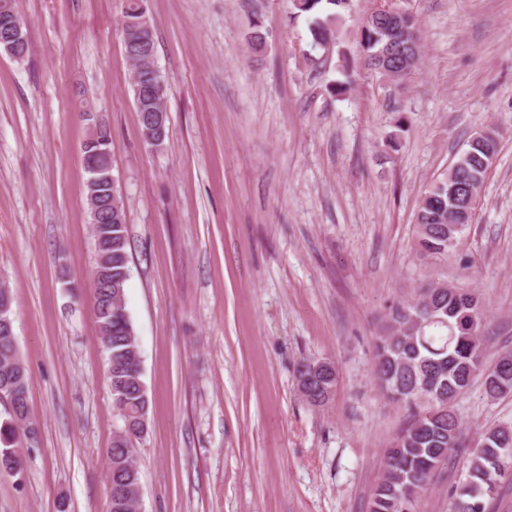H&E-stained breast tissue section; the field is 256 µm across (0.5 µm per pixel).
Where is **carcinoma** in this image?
Wrapping results in <instances>:
<instances>
[{
    "instance_id": "carcinoma-1",
    "label": "carcinoma",
    "mask_w": 512,
    "mask_h": 512,
    "mask_svg": "<svg viewBox=\"0 0 512 512\" xmlns=\"http://www.w3.org/2000/svg\"><path fill=\"white\" fill-rule=\"evenodd\" d=\"M292 15L309 21L311 46L336 43L342 12L350 0H290ZM122 47L132 67L131 91L145 142L159 146L168 125L153 129L155 116L167 113L168 86L156 65L154 20L145 0H126L121 15ZM251 49L266 48L262 24L253 23ZM357 43L365 65L388 82H401L406 58L422 54L420 24L401 0H381L362 18ZM498 132L486 127L466 141L456 165L424 192L417 216V244L435 256L461 245L465 229L451 230L454 210L471 193L479 194L496 162ZM88 177L99 180L95 203H87L94 227L97 259L90 282V304L99 325L118 431L107 449L109 512H132L140 498V469L134 442L147 428L149 398L133 323L126 308L130 277L126 207L120 189L112 188V131L108 124L88 133L82 146ZM475 294L430 283L411 301L390 307L376 342L375 375L382 394L404 403L412 418L386 449L370 512H417L418 500L453 452L463 447L462 424L453 408L476 373L484 392L495 399L512 393V350L499 353L484 366L486 346L468 328V313L478 308ZM0 401L9 405L0 422V472L20 474L18 447L38 439L40 428L29 412L27 369L16 348L12 297L0 285ZM318 361L301 358L295 369L301 396L313 407L326 405L337 377L314 372ZM467 475L451 495L449 512H486L485 501L512 479V425L487 428L479 447L466 459Z\"/></svg>"
}]
</instances>
